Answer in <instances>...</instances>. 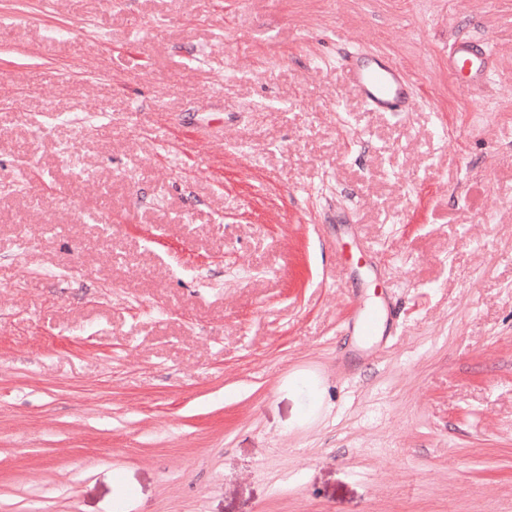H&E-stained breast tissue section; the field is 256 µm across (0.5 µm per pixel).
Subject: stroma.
<instances>
[{"mask_svg":"<svg viewBox=\"0 0 512 512\" xmlns=\"http://www.w3.org/2000/svg\"><path fill=\"white\" fill-rule=\"evenodd\" d=\"M0 512H512V0H0ZM489 48L481 49L471 41H454L448 50V74L465 71L470 77L468 88L488 81L491 74ZM355 90L375 112H407L413 98L412 83L396 63L356 54L342 64ZM387 309L372 305L360 308L357 312V318L353 323L360 336L371 338L377 336L381 325L386 321Z\"/></svg>","mask_w":512,"mask_h":512,"instance_id":"1","label":"stroma"}]
</instances>
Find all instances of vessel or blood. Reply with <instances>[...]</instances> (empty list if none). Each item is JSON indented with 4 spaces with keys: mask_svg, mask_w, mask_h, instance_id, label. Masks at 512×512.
<instances>
[{
    "mask_svg": "<svg viewBox=\"0 0 512 512\" xmlns=\"http://www.w3.org/2000/svg\"><path fill=\"white\" fill-rule=\"evenodd\" d=\"M491 52L473 42L459 40L448 50V72L456 75L467 73L471 86L488 81ZM343 68L363 101L376 112L407 111L413 98L412 83L398 64L376 57L353 55L343 63ZM387 310L378 305L360 308L353 323L359 335L376 336L385 322Z\"/></svg>",
    "mask_w": 512,
    "mask_h": 512,
    "instance_id": "obj_1",
    "label": "vessel or blood"
}]
</instances>
